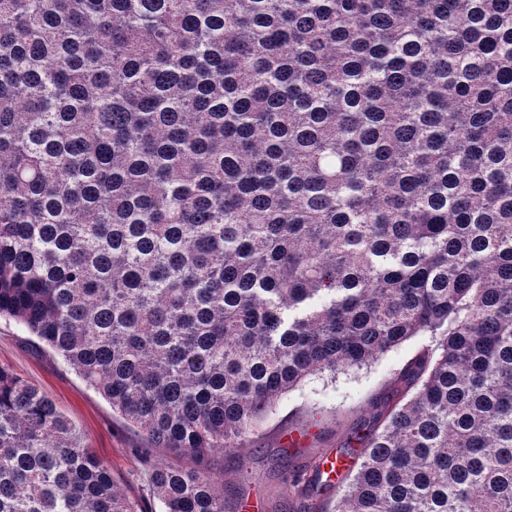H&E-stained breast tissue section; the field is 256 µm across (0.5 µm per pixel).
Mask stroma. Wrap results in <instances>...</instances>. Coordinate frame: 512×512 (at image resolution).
<instances>
[{"instance_id": "1", "label": "stroma", "mask_w": 512, "mask_h": 512, "mask_svg": "<svg viewBox=\"0 0 512 512\" xmlns=\"http://www.w3.org/2000/svg\"><path fill=\"white\" fill-rule=\"evenodd\" d=\"M429 344L417 336L392 349L368 368L316 377L288 393L274 414L252 437L249 448L235 456L217 454L209 463L225 491L261 497L264 512H327L335 492L304 494L291 481L292 473L306 474L321 456L344 445L358 446L378 425L385 405L406 401L403 374ZM9 367L45 391L103 460L115 482L146 512H163L147 482L149 464L192 467L167 449H146L144 439L112 411L111 405L49 349L12 320L0 318V366ZM297 429L305 434L299 448L285 449L284 435Z\"/></svg>"}]
</instances>
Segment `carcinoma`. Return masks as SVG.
<instances>
[{"instance_id":"obj_1","label":"carcinoma","mask_w":512,"mask_h":512,"mask_svg":"<svg viewBox=\"0 0 512 512\" xmlns=\"http://www.w3.org/2000/svg\"><path fill=\"white\" fill-rule=\"evenodd\" d=\"M0 317L165 512L312 376L427 336L333 512H512V0H0ZM0 512H142L0 366ZM36 341L12 320L0 318V366L9 367L51 397L130 499L141 502L148 512H163V505L149 490V464L141 454L144 439L57 355L36 347Z\"/></svg>"}]
</instances>
